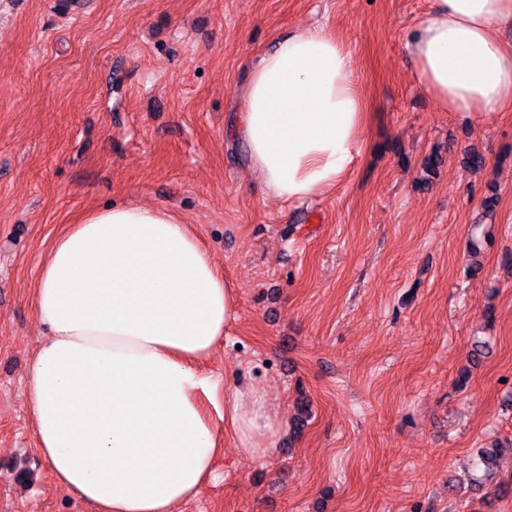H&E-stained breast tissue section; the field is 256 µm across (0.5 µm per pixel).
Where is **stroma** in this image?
I'll use <instances>...</instances> for the list:
<instances>
[{
  "label": "stroma",
  "mask_w": 512,
  "mask_h": 512,
  "mask_svg": "<svg viewBox=\"0 0 512 512\" xmlns=\"http://www.w3.org/2000/svg\"><path fill=\"white\" fill-rule=\"evenodd\" d=\"M76 1L0 0V512H97L36 445L33 288L68 225L129 203L190 224L231 281L204 368L286 423L261 459L225 434L181 512H512V111L478 121L419 86L405 43L430 0ZM318 25L372 117L336 188L286 201L234 121L259 56Z\"/></svg>",
  "instance_id": "1"
}]
</instances>
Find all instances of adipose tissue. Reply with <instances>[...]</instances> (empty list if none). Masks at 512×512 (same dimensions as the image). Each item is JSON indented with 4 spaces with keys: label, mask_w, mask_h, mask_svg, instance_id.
Wrapping results in <instances>:
<instances>
[{
    "label": "adipose tissue",
    "mask_w": 512,
    "mask_h": 512,
    "mask_svg": "<svg viewBox=\"0 0 512 512\" xmlns=\"http://www.w3.org/2000/svg\"><path fill=\"white\" fill-rule=\"evenodd\" d=\"M409 36L418 84L482 120L512 110V0H431ZM352 51L326 27L276 42L240 94L238 132L268 195L335 188L369 121ZM49 334L27 379L55 482L98 512H175L216 471L232 429L270 454L284 426L265 392L202 371L235 317L232 286L188 225L161 207L85 213L53 242L33 292Z\"/></svg>",
    "instance_id": "adipose-tissue-1"
}]
</instances>
